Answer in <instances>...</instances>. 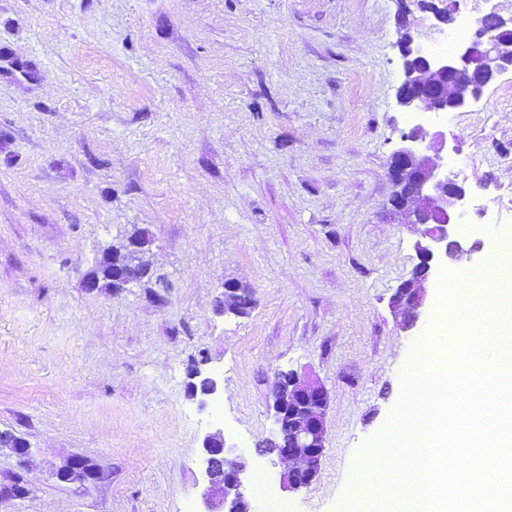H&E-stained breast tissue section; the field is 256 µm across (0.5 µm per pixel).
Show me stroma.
I'll list each match as a JSON object with an SVG mask.
<instances>
[{
	"mask_svg": "<svg viewBox=\"0 0 512 512\" xmlns=\"http://www.w3.org/2000/svg\"><path fill=\"white\" fill-rule=\"evenodd\" d=\"M396 0H0V512H201L220 428L288 512H358L351 478L401 393L412 336L389 300L416 229L389 223L388 164L414 121L462 159L469 221L512 187V72L451 120L413 119ZM490 116H483V109ZM153 281L88 292L133 230ZM228 281L245 315L222 312ZM224 390L207 407L189 371ZM329 392L307 490L281 487L278 371ZM100 479L59 482L67 460Z\"/></svg>",
	"mask_w": 512,
	"mask_h": 512,
	"instance_id": "stroma-1",
	"label": "stroma"
}]
</instances>
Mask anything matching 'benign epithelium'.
<instances>
[{
    "mask_svg": "<svg viewBox=\"0 0 512 512\" xmlns=\"http://www.w3.org/2000/svg\"><path fill=\"white\" fill-rule=\"evenodd\" d=\"M397 41L402 78L396 99L408 115H446L478 102L499 75L512 71V19L495 12L484 15L473 39L454 53L437 56L415 42L407 25ZM393 193L387 208L391 224L423 227V240L415 245L417 262L410 278L402 281L391 297L394 313L403 329L412 331L427 306L428 290L442 260H471L482 243L461 238L457 226L466 212L465 185L448 174V139L445 133L421 123L402 134L389 166ZM99 263L111 265L112 287L128 288L139 282V267L123 265L113 250H104ZM189 395L204 406L221 389L218 379L196 368L190 374ZM275 431L289 435L275 447L259 453L274 454L292 463L280 475L284 489L310 487L324 454L327 429L328 392L317 380L294 370L281 373L272 390ZM0 447H8L20 458L29 454L27 442L10 431H0ZM207 482L201 490L204 512H254L243 474L247 458L242 451L224 448L219 433L202 441ZM61 482L98 479L87 462L72 459L56 473Z\"/></svg>",
    "mask_w": 512,
    "mask_h": 512,
    "instance_id": "7a95c632",
    "label": "benign epithelium"
}]
</instances>
